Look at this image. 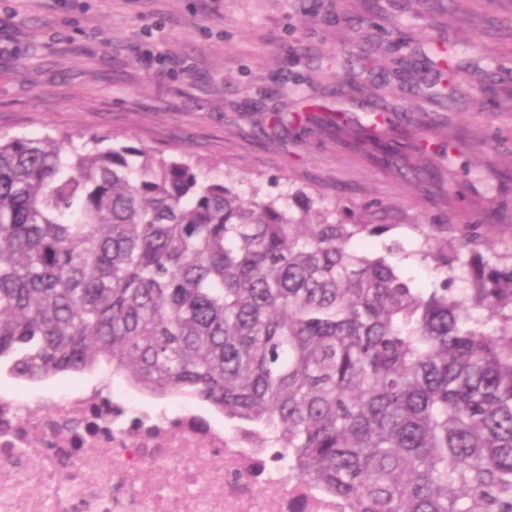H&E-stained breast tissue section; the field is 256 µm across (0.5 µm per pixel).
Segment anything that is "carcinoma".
<instances>
[{
	"label": "carcinoma",
	"mask_w": 512,
	"mask_h": 512,
	"mask_svg": "<svg viewBox=\"0 0 512 512\" xmlns=\"http://www.w3.org/2000/svg\"><path fill=\"white\" fill-rule=\"evenodd\" d=\"M432 75L419 94L455 102ZM274 116L329 132L369 165L448 180L474 162L448 135V167L401 112ZM366 205L295 190L249 195L198 162L96 136L0 134V363L26 379L101 363L153 394L191 393L273 434L294 476L344 512H512V261L488 255L492 208L418 251L428 293L355 247L387 224ZM465 278L463 291L456 282Z\"/></svg>",
	"instance_id": "obj_1"
}]
</instances>
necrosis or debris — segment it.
I'll return each instance as SVG.
<instances>
[{
    "label": "necrosis or debris",
    "instance_id": "obj_1",
    "mask_svg": "<svg viewBox=\"0 0 512 512\" xmlns=\"http://www.w3.org/2000/svg\"><path fill=\"white\" fill-rule=\"evenodd\" d=\"M0 512H336L267 433L228 428L183 393L108 373L32 394L0 388Z\"/></svg>",
    "mask_w": 512,
    "mask_h": 512
}]
</instances>
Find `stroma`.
Masks as SVG:
<instances>
[{
    "label": "stroma",
    "instance_id": "35a3bbf8",
    "mask_svg": "<svg viewBox=\"0 0 512 512\" xmlns=\"http://www.w3.org/2000/svg\"><path fill=\"white\" fill-rule=\"evenodd\" d=\"M0 43V133L107 135L188 155L246 190L378 202L390 228L357 249L398 243L400 274L426 290L439 280L418 255L420 227L473 222L479 208L452 214L424 173L272 131L269 115L383 100L415 118L416 136L463 131L479 163L512 170V0H0ZM360 45L388 61L444 48L456 103L421 110L409 86L347 71Z\"/></svg>",
    "mask_w": 512,
    "mask_h": 512
}]
</instances>
